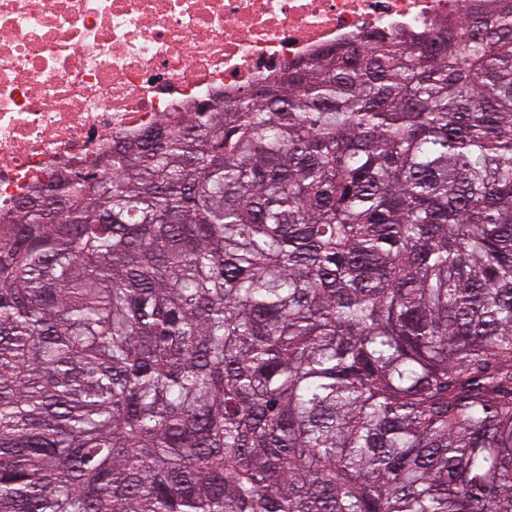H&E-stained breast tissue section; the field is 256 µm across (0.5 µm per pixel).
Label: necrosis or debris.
<instances>
[{"mask_svg":"<svg viewBox=\"0 0 512 512\" xmlns=\"http://www.w3.org/2000/svg\"><path fill=\"white\" fill-rule=\"evenodd\" d=\"M468 0H0V220L118 138Z\"/></svg>","mask_w":512,"mask_h":512,"instance_id":"4bbe7bcc","label":"necrosis or debris"}]
</instances>
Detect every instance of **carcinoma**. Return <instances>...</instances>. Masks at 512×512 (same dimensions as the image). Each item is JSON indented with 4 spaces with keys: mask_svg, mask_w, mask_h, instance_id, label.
<instances>
[{
    "mask_svg": "<svg viewBox=\"0 0 512 512\" xmlns=\"http://www.w3.org/2000/svg\"><path fill=\"white\" fill-rule=\"evenodd\" d=\"M106 158L0 223V512H512V0Z\"/></svg>",
    "mask_w": 512,
    "mask_h": 512,
    "instance_id": "cac0c4a2",
    "label": "carcinoma"
}]
</instances>
